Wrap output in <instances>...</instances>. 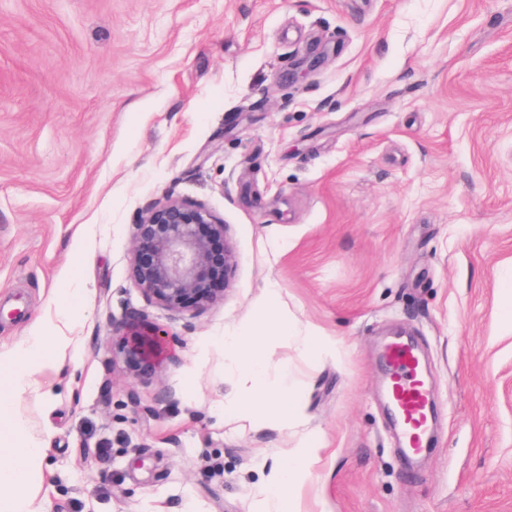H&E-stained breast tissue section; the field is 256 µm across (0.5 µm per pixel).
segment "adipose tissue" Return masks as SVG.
<instances>
[{
    "instance_id": "adipose-tissue-1",
    "label": "adipose tissue",
    "mask_w": 512,
    "mask_h": 512,
    "mask_svg": "<svg viewBox=\"0 0 512 512\" xmlns=\"http://www.w3.org/2000/svg\"><path fill=\"white\" fill-rule=\"evenodd\" d=\"M276 299L275 286L267 285L257 322L244 323L222 338L224 358L240 382L238 391L225 398L224 408L259 426L285 428L300 416L301 407L289 383L273 382L269 375V331L291 335L288 322L274 313ZM64 364L60 338L46 334L40 326L22 342L0 347V512H43L35 478L48 442L28 440L27 425L18 417L15 402L43 367ZM318 458L319 448L312 442H298L288 452L265 485L264 502L271 512H284Z\"/></svg>"
}]
</instances>
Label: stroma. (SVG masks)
Returning <instances> with one entry per match:
<instances>
[{"label": "stroma", "instance_id": "stroma-1", "mask_svg": "<svg viewBox=\"0 0 512 512\" xmlns=\"http://www.w3.org/2000/svg\"><path fill=\"white\" fill-rule=\"evenodd\" d=\"M169 196L238 256L196 313L128 276ZM270 281L325 338L269 345L302 405L285 431L223 410L220 338ZM64 288L85 297L62 324ZM509 312L512 0H0V344L39 318L74 340L16 403L49 442L45 512H256L307 433L293 512H512ZM127 317L170 331L159 373L131 374ZM399 331L436 396L411 466L382 396Z\"/></svg>", "mask_w": 512, "mask_h": 512}]
</instances>
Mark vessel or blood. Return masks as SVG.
<instances>
[{"label":"vessel or blood","instance_id":"obj_1","mask_svg":"<svg viewBox=\"0 0 512 512\" xmlns=\"http://www.w3.org/2000/svg\"><path fill=\"white\" fill-rule=\"evenodd\" d=\"M388 360L393 372L389 399L402 425L406 452L412 456L425 446V434L430 426L426 406L433 400L434 394L419 378V364L410 347L400 344L391 346Z\"/></svg>","mask_w":512,"mask_h":512}]
</instances>
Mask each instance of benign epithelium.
I'll return each mask as SVG.
<instances>
[{"label": "benign epithelium", "mask_w": 512, "mask_h": 512, "mask_svg": "<svg viewBox=\"0 0 512 512\" xmlns=\"http://www.w3.org/2000/svg\"><path fill=\"white\" fill-rule=\"evenodd\" d=\"M238 258L225 239L224 220L202 204L167 197L133 225L129 278L146 299L172 312L201 310L224 298ZM123 347L133 375L156 374L171 356L170 333L160 325L131 332Z\"/></svg>", "instance_id": "7a95c632"}]
</instances>
